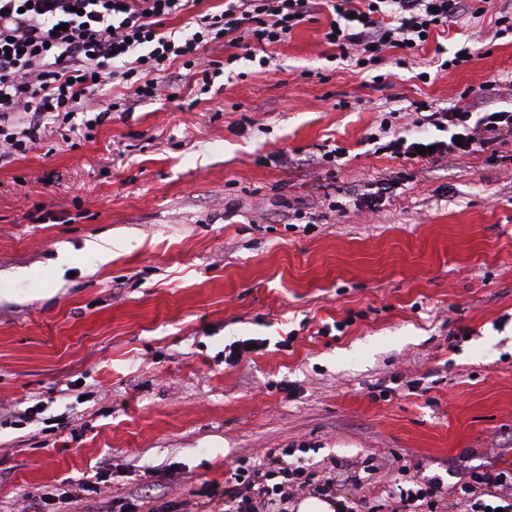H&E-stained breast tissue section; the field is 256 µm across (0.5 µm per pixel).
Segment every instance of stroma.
Listing matches in <instances>:
<instances>
[{
    "instance_id": "stroma-1",
    "label": "stroma",
    "mask_w": 512,
    "mask_h": 512,
    "mask_svg": "<svg viewBox=\"0 0 512 512\" xmlns=\"http://www.w3.org/2000/svg\"><path fill=\"white\" fill-rule=\"evenodd\" d=\"M321 28L292 32L268 70L240 62L205 93L182 79L77 147L50 133L0 166V512L99 470L83 512L133 491L145 512H188L238 459L289 448L317 475L388 459L365 481L380 512L412 480L458 512L468 472L512 469V135L493 163L403 166L362 142L386 117L437 137L421 105L494 78L512 107V37L449 24L375 83L330 61ZM473 32L489 51L418 80ZM328 144L347 165L319 164ZM385 179L367 222L356 195ZM103 240L111 255L86 247ZM248 338L266 345L225 365ZM32 406L42 420L12 424ZM263 341L259 342V339H247L237 340L229 344L228 347H224V363L228 365L239 364L244 359H247V355L254 353L256 349L263 345ZM256 345V348L249 350L248 346ZM228 350V352H226Z\"/></svg>"
}]
</instances>
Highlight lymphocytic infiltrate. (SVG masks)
Returning a JSON list of instances; mask_svg holds the SVG:
<instances>
[{"mask_svg": "<svg viewBox=\"0 0 512 512\" xmlns=\"http://www.w3.org/2000/svg\"><path fill=\"white\" fill-rule=\"evenodd\" d=\"M190 0H0V164L25 155L46 132L63 141L90 138L97 122L121 111L124 100L156 99L166 72L181 64L196 83L208 87L239 59L269 63L268 48L282 43L295 28L327 14L322 41L338 60L362 72L375 69L386 52L405 64L448 23L469 15L493 14L500 33H512V14L498 0H225L223 10L194 15L190 34L163 33L169 17ZM221 41L231 52L224 61L206 54ZM124 89L123 98H105L106 86ZM96 107L95 118L76 125L78 110ZM427 124L442 126L448 137L436 141L430 160L483 154L512 133V109L435 110ZM366 144L403 162H420L417 140L381 122L366 134ZM375 459L362 472L351 467L327 472L311 483L302 463L279 456L240 461L231 485L201 512H288L286 505L306 489L334 500V512H365L363 472L376 470ZM500 499L478 512H512V470H475L460 486L462 497L475 487Z\"/></svg>", "mask_w": 512, "mask_h": 512, "instance_id": "f902f5d3", "label": "lymphocytic infiltrate"}]
</instances>
